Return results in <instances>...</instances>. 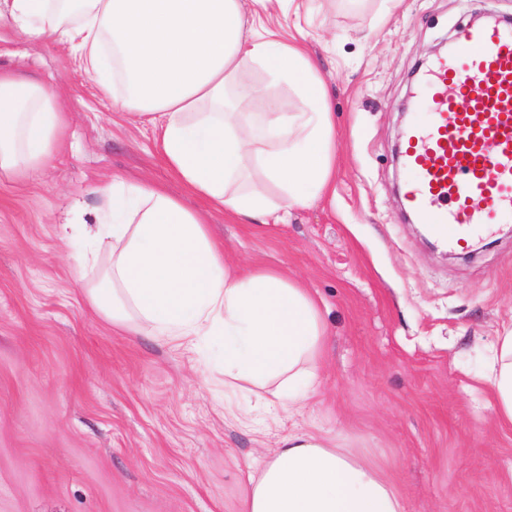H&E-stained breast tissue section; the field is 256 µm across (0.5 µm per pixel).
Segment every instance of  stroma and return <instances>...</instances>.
<instances>
[{
  "label": "stroma",
  "instance_id": "35a3bbf8",
  "mask_svg": "<svg viewBox=\"0 0 512 512\" xmlns=\"http://www.w3.org/2000/svg\"><path fill=\"white\" fill-rule=\"evenodd\" d=\"M512 19V0H296L261 13L303 35L326 80L336 174L285 222L238 224L196 200L148 122L111 99L65 46L0 30V70L38 77L67 114L39 177L0 179V512H242L249 477L291 434L353 449L403 512H512V424L486 378L512 330V228L443 249L408 221L399 164L415 78L463 21ZM164 186L203 211L224 259L300 280L326 345L292 409L224 381L223 347L186 352L112 327L84 288L80 242L113 179Z\"/></svg>",
  "mask_w": 512,
  "mask_h": 512
}]
</instances>
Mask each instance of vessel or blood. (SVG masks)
Here are the masks:
<instances>
[{"instance_id": "b4317fda", "label": "vessel or blood", "mask_w": 512, "mask_h": 512, "mask_svg": "<svg viewBox=\"0 0 512 512\" xmlns=\"http://www.w3.org/2000/svg\"><path fill=\"white\" fill-rule=\"evenodd\" d=\"M405 196L443 242L512 222V23L467 22L418 92Z\"/></svg>"}]
</instances>
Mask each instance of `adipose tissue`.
<instances>
[{
    "label": "adipose tissue",
    "mask_w": 512,
    "mask_h": 512,
    "mask_svg": "<svg viewBox=\"0 0 512 512\" xmlns=\"http://www.w3.org/2000/svg\"><path fill=\"white\" fill-rule=\"evenodd\" d=\"M30 43L54 38L111 89L115 111L149 121L190 193L246 224L322 197L334 178L333 114L306 44L248 25L242 0H0V25ZM262 69L301 102L269 94L249 113ZM66 114L42 83L0 72V176L39 175ZM93 241H109L91 303L113 325L187 351L224 340V376L286 403L312 387L325 348L318 298L280 270L236 272L199 211L157 186L113 180ZM498 414L512 423V330L491 356ZM244 512H401L395 490L355 453L320 437H285Z\"/></svg>",
    "instance_id": "ef3b65f1"
}]
</instances>
